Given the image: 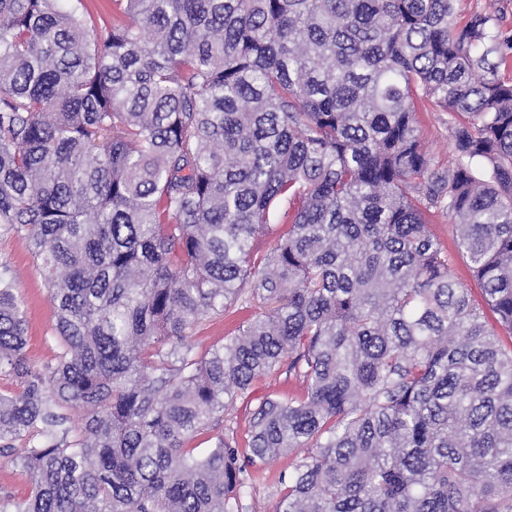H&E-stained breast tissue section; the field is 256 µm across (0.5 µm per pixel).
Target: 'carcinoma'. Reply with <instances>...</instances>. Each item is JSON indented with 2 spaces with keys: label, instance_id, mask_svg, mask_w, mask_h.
Listing matches in <instances>:
<instances>
[{
  "label": "carcinoma",
  "instance_id": "obj_1",
  "mask_svg": "<svg viewBox=\"0 0 512 512\" xmlns=\"http://www.w3.org/2000/svg\"><path fill=\"white\" fill-rule=\"evenodd\" d=\"M454 2L112 0L100 31L85 0H0V229L59 340L31 369L1 267L0 448L28 436L30 490L0 512H242L286 456L272 512H512V84ZM416 125L421 145L431 159L432 167L448 172L456 164V152L448 129V113L429 102H421L416 112ZM428 224L431 226L433 233L448 247V250L453 254L454 267L453 272L457 275L464 283H467L469 288L475 290L477 293L476 285L470 281L469 274L466 265V259L462 255L458 254L455 249V229L453 224L448 219V213L440 209H431L426 214ZM232 327V323L225 317L215 318L205 326L197 328L189 338L190 342L202 346L203 349L216 343L224 342V334Z\"/></svg>",
  "mask_w": 512,
  "mask_h": 512
}]
</instances>
